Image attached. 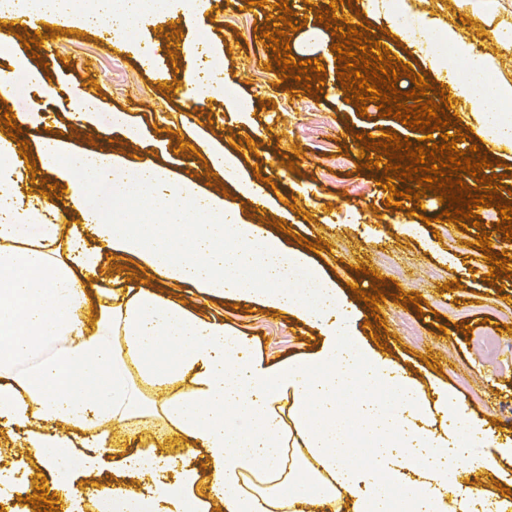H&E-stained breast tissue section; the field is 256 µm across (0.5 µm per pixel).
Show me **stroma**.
I'll return each mask as SVG.
<instances>
[{
  "instance_id": "35a3bbf8",
  "label": "stroma",
  "mask_w": 512,
  "mask_h": 512,
  "mask_svg": "<svg viewBox=\"0 0 512 512\" xmlns=\"http://www.w3.org/2000/svg\"><path fill=\"white\" fill-rule=\"evenodd\" d=\"M275 3L267 0L265 6L254 7L247 0H207L202 11L185 7L172 17L154 16L129 36L123 59L112 57L108 49V26L85 30L76 16L65 17V34L52 41L55 64L30 81L23 97L0 103V109L32 113L33 123L21 134L29 153H36L50 133L61 137L73 155L106 139L122 145L131 162L161 167L176 179L195 174L202 164L200 153L210 144L235 148L244 177L258 173L275 185L266 209L239 205L241 220L282 223V240L289 247L302 237L319 243V250L307 254L308 267L331 277L339 288L351 283L368 289L370 271H378L387 281L388 295L379 303L378 315L363 311L358 337L368 341L384 336L391 356L421 378L447 383L479 416L512 432V277L485 282L490 266L475 244L479 230H486L497 251L512 263V242L495 230L499 211L478 209L480 227L463 228L440 220L444 205L430 194L421 200L420 221L397 223L399 211L386 206L388 193L378 184L380 171L361 168L359 150L342 153L336 131L344 126L351 134L366 132L378 141L389 130L412 142L418 132L380 117L376 103H368L362 114L338 97L334 51L317 54L326 70L320 96L309 95L294 79L280 81L270 67L272 50L259 35L267 15L275 16ZM173 28L178 35L171 42L182 56V71L196 79L208 73L210 58H221L215 81L234 87L241 107H226L221 93L197 103L189 96L173 99L152 86V69L172 64L166 35ZM201 30L208 32V42L196 41ZM90 79L100 88L104 109L73 137L69 130L76 92ZM188 108L195 109L197 118L186 128L181 115ZM116 112L126 114V127L108 122V115ZM130 128L137 132L132 142L126 139ZM252 141L258 144L253 151L248 148ZM286 156L293 158V165L283 164ZM428 217L435 219V226L425 225ZM451 281L456 284L452 290L447 287ZM167 289L252 337L266 358L300 356L317 341L314 329L262 305L211 298L186 285L171 283ZM398 290L420 295V304L396 303L393 294ZM492 332L504 346L494 359L481 345ZM26 438L20 427H0V470L6 475L0 480V498L14 501L19 512H26L28 503L21 500L12 478L28 475L35 486L44 478L32 462ZM182 445V438L165 428L136 438L115 426L98 454L105 468L114 469L116 449L174 451Z\"/></svg>"
}]
</instances>
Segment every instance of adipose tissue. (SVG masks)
I'll list each match as a JSON object with an SVG mask.
<instances>
[{"mask_svg":"<svg viewBox=\"0 0 512 512\" xmlns=\"http://www.w3.org/2000/svg\"><path fill=\"white\" fill-rule=\"evenodd\" d=\"M485 33L425 12L401 37L410 47L440 32L453 58L426 71L452 77L463 59L474 80L453 84L470 138L512 151V0H457ZM141 0H97L87 27L126 37ZM81 169L65 200L20 186L26 160L0 141V418L27 428L52 494L95 469L89 447L111 424L160 419L189 456L122 450L99 492L111 512H506L477 486L512 458L504 438L448 387L356 340L355 309L334 281L298 287L302 252L263 225L241 223L223 195L194 179L130 164L106 150L68 158ZM111 185L118 218L86 204L87 186ZM140 260L158 280L287 313L315 329L301 357L270 360L223 319L158 290L101 279L106 254ZM67 436L56 434V427ZM176 473L152 498L132 478Z\"/></svg>","mask_w":512,"mask_h":512,"instance_id":"adipose-tissue-1","label":"adipose tissue"}]
</instances>
